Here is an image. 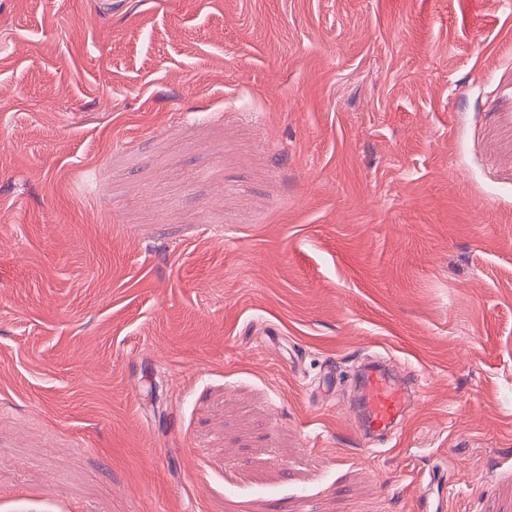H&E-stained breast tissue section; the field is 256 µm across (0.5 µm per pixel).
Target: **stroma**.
<instances>
[{"mask_svg":"<svg viewBox=\"0 0 512 512\" xmlns=\"http://www.w3.org/2000/svg\"><path fill=\"white\" fill-rule=\"evenodd\" d=\"M507 456L504 0H0V512H484ZM416 381L410 382L382 364L361 371L357 387L364 435L386 436L397 428L418 401Z\"/></svg>","mask_w":512,"mask_h":512,"instance_id":"obj_1","label":"stroma"}]
</instances>
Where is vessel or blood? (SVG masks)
<instances>
[{"label": "vessel or blood", "mask_w": 512, "mask_h": 512, "mask_svg": "<svg viewBox=\"0 0 512 512\" xmlns=\"http://www.w3.org/2000/svg\"><path fill=\"white\" fill-rule=\"evenodd\" d=\"M361 429L367 436L392 433L417 401V390L389 367L374 364L364 368L358 379Z\"/></svg>", "instance_id": "obj_1"}]
</instances>
